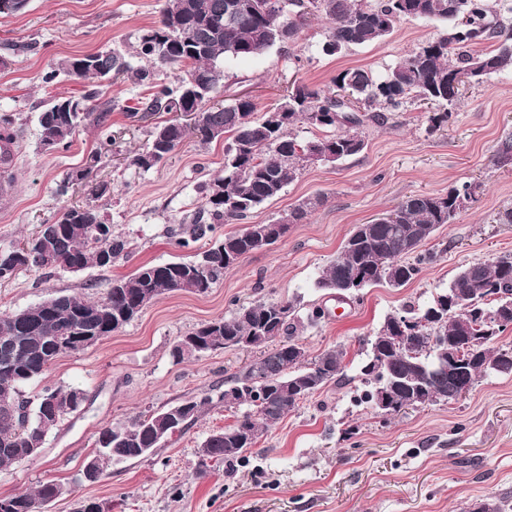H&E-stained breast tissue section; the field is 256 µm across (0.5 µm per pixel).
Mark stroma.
<instances>
[{
	"mask_svg": "<svg viewBox=\"0 0 512 512\" xmlns=\"http://www.w3.org/2000/svg\"><path fill=\"white\" fill-rule=\"evenodd\" d=\"M162 4L29 0L24 13L0 16V114L12 115L15 133L13 190L0 194V248L53 222L72 203L95 207L133 245L129 256L105 270H60L41 282L23 272L0 282V315L59 291L98 298L112 279L141 265L192 257L169 230L198 210L201 185L222 174L223 141L203 144L193 137L160 166L130 165L129 156L147 147L167 113L130 123L125 109L145 96V87L78 80L65 69L78 54L133 53L139 37L157 24ZM325 30V22L313 18L288 44L225 63L215 100L247 96L263 111L295 81L326 89L348 67L378 76L443 27L406 19L383 41L335 56L321 51ZM59 93L89 96L107 119L101 127L86 121L69 146L48 149L40 142L37 117ZM361 133L362 153L333 165H307L278 199L250 216V223L264 224L306 198L325 195L323 205L289 225L274 246L248 255L208 294L162 296L119 332L54 362L42 384L81 388L87 400L49 431L40 455L0 470V496L56 480L69 492L51 512H76L86 500L100 503L104 512H465L489 495L512 498V374L482 377L456 402L409 408L395 417L356 400L365 341L387 315L431 301L465 265L512 252V224L495 221L498 211L512 207V163L497 158L501 138L512 136V73L468 86L451 121L439 129H429L421 108L409 103L385 123L366 122ZM94 155V179L106 187L99 196L78 178ZM465 181L475 188L474 201L428 241L437 259L410 283L398 289L374 285L343 302L316 288V278L356 225L407 196L444 194ZM267 298L297 302L305 311L324 308L326 318L301 332L298 342L312 357L343 347L346 375L302 401L244 457L217 463L200 456L199 448L241 415L221 395L225 378L251 355L224 349L180 361L172 349L201 324ZM203 394L212 396L213 405L185 434L146 459L109 467L98 482L81 480L100 428ZM347 429L353 432L348 439Z\"/></svg>",
	"mask_w": 512,
	"mask_h": 512,
	"instance_id": "stroma-1",
	"label": "stroma"
}]
</instances>
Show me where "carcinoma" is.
<instances>
[{"label": "carcinoma", "mask_w": 512, "mask_h": 512, "mask_svg": "<svg viewBox=\"0 0 512 512\" xmlns=\"http://www.w3.org/2000/svg\"><path fill=\"white\" fill-rule=\"evenodd\" d=\"M256 4L257 0H164L158 24L140 37L135 48V57L151 67H136L112 51L76 57L66 65L76 79L123 76L147 87L149 97L126 109L133 122L149 113L170 112L175 105L186 114H200L191 124L173 119L155 126L147 149L130 157L132 165L148 170L164 162L191 135L204 143L223 138L224 175L202 186L203 202L192 224L176 233L183 247L200 243L192 259L142 265L129 276L112 279L98 299L55 294L0 316V341L15 337L23 348L11 370L0 369V470L20 462L24 449L44 447L47 433L67 418L64 405L44 414L49 399L79 392L59 385L45 386L30 397L23 394L22 388L41 378L58 357L75 352L65 345L46 352L51 339L101 340L165 294H207L224 280L226 271L264 246L247 228L212 237L215 225L243 221L257 207L279 198L304 168L307 152H333L338 160L356 155L365 148L359 132L365 121H383V112L409 102L439 107L427 116L429 127L439 128L452 118L462 96V88L453 86L450 77L462 72L470 85L512 72V23L504 21V15L512 14V0H275L273 7L261 11ZM317 15L331 23L322 50L330 46L334 55L385 39L407 18L441 22L446 29L404 55L381 78L365 68L350 67L336 76L334 88L296 84L280 103L262 113L248 98L209 104L224 76L219 61L256 58L292 39L306 18ZM162 65L184 67L177 87L156 81V67ZM373 106L379 112L370 115ZM93 112L86 96L53 97L39 116L42 143L68 144ZM300 124L334 128L336 133L299 141L292 130ZM470 188L471 183L462 182L449 186L445 195H411L390 211L395 222L381 218L357 226L323 269L316 287L331 290L354 282L360 290L381 282L404 286L436 260L437 253L425 244L440 226L454 222L459 214L456 197ZM321 203L320 194L303 200L288 213V223L303 222ZM129 249V241L114 234L94 207L68 206L54 222L39 225L31 238L0 249V281L12 279L21 269L41 281L58 269L103 268V251L116 260L129 255ZM477 288L485 289L486 301L472 307L448 306ZM493 302L512 305V252L464 266L424 309L389 314L368 342V361L360 370V401L374 404L380 383L395 402L389 412L393 416L408 407L455 401L469 392L481 373L512 374V354L506 359L502 350L489 347L491 338L473 351L467 349L471 339L483 335L481 321ZM324 316L317 307L303 319L292 301L260 300L186 335L201 343V354L226 348L258 352L242 371L225 379L234 404L246 405L249 411L205 440L203 447L211 458L240 457L254 447L263 430L298 407L295 398L307 399L343 375L342 350L329 349L310 358L295 340L305 325L313 326ZM398 336H411L415 343L403 346L396 342ZM459 353L468 361L457 365L452 358ZM212 403L205 394L103 427L89 461L102 473L109 464L144 459L165 438L184 434ZM56 487L51 480L33 492L0 497V512H44L55 500ZM466 512H512V500L488 496L470 504Z\"/></svg>", "instance_id": "carcinoma-1"}]
</instances>
